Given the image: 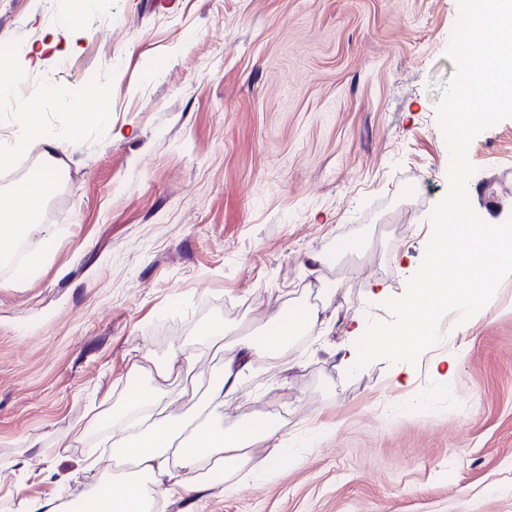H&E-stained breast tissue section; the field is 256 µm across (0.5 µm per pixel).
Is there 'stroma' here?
Segmentation results:
<instances>
[{"mask_svg":"<svg viewBox=\"0 0 512 512\" xmlns=\"http://www.w3.org/2000/svg\"><path fill=\"white\" fill-rule=\"evenodd\" d=\"M74 2L77 50L25 75L58 95L0 112L2 129L22 112L47 133L78 112L84 126L49 167L35 139L0 154V199L49 169L37 221L61 235L32 278L0 265V512L97 485L83 461L112 436L92 410L119 414L135 350L191 348L194 382L162 385L171 413L187 412L222 364L193 336L214 321L255 334L308 301V255L342 237L368 244L324 270L333 331L303 337L297 365L264 366L224 406L228 426L280 415L299 463L157 512H512V275L483 322L414 359L411 389L387 361L348 373L334 355L352 318L397 322L368 288L402 295L425 257L447 191L436 105L458 0ZM57 26L45 0H0L13 54ZM469 159L471 223L512 221V119ZM452 345L467 355L446 390L431 362ZM412 389L424 401L410 407Z\"/></svg>","mask_w":512,"mask_h":512,"instance_id":"1","label":"stroma"}]
</instances>
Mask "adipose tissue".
Segmentation results:
<instances>
[{
	"instance_id": "obj_1",
	"label": "adipose tissue",
	"mask_w": 512,
	"mask_h": 512,
	"mask_svg": "<svg viewBox=\"0 0 512 512\" xmlns=\"http://www.w3.org/2000/svg\"><path fill=\"white\" fill-rule=\"evenodd\" d=\"M51 191L49 180L31 177L0 201L1 262L13 260L10 246L26 242L33 232L42 234V251L25 256L18 268L20 275L37 273L44 252L55 247V229L35 224L37 210ZM468 208V200L459 195L448 196L443 202L448 221L437 226L431 240L425 280L393 301L400 313L395 327L378 331L366 342L362 339L365 323L356 320L350 342L336 351L343 368L354 370L381 357L390 362L396 385H407V360L417 350L433 348L439 341L433 329L439 309L452 307L459 322L468 325L485 318L492 306L493 288L512 272V225L465 223ZM443 270L463 282L464 289L456 296L441 291L438 274ZM335 324V316L302 306L271 317L255 336L233 339L224 323L210 324L199 341L224 349L225 355L195 411L178 419L160 413L149 428L124 437L112 456L129 464L130 473L64 499L24 498L22 512H153L158 498L193 500L206 492L223 491L225 481L245 467L263 474L284 461H296L294 450L280 445V417H250L228 428L221 411L225 402L237 396L243 379L261 364L290 363L300 336L315 330L332 331ZM193 369L192 353L183 350L162 362L146 351L133 354L130 374L137 383L128 395L126 413L159 410L165 398L161 382L189 376ZM257 448L265 451L259 461L253 458Z\"/></svg>"
}]
</instances>
